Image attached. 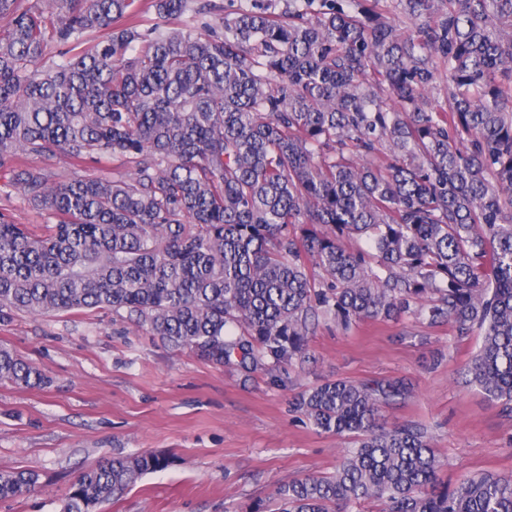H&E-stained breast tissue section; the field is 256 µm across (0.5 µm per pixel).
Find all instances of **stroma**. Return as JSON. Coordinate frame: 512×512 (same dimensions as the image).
<instances>
[{
	"mask_svg": "<svg viewBox=\"0 0 512 512\" xmlns=\"http://www.w3.org/2000/svg\"><path fill=\"white\" fill-rule=\"evenodd\" d=\"M0 345L35 363L41 388L0 384V469H33L40 489L0 512H58L75 476L117 454L160 452L173 463L143 477L103 512H276L286 481L332 476L345 437L317 432L293 401L326 379L412 381L387 405V425L427 429L448 480L512 472V416L461 375L481 345L448 323H320L309 361L248 373L178 350L108 310L33 316L0 325Z\"/></svg>",
	"mask_w": 512,
	"mask_h": 512,
	"instance_id": "stroma-1",
	"label": "stroma"
}]
</instances>
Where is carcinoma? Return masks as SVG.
Instances as JSON below:
<instances>
[{"instance_id": "cac0c4a2", "label": "carcinoma", "mask_w": 512, "mask_h": 512, "mask_svg": "<svg viewBox=\"0 0 512 512\" xmlns=\"http://www.w3.org/2000/svg\"><path fill=\"white\" fill-rule=\"evenodd\" d=\"M153 8L142 29L117 25L135 0H0V191L54 219L39 234L0 211V323L110 310L256 371L302 360L322 318L424 316L480 331L469 382L512 414V0ZM27 156L127 173L56 180ZM2 381L48 384L5 346ZM411 391L303 390L309 424L355 444L335 475L281 484L278 512H512V473L450 487L425 428L380 422ZM170 464L107 458L59 512H101ZM39 488L34 470H0V499Z\"/></svg>"}]
</instances>
